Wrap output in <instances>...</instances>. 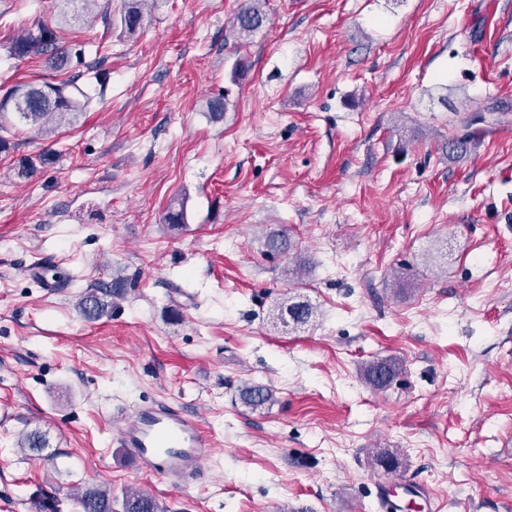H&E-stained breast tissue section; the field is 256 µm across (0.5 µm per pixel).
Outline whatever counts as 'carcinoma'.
<instances>
[{"label":"carcinoma","mask_w":512,"mask_h":512,"mask_svg":"<svg viewBox=\"0 0 512 512\" xmlns=\"http://www.w3.org/2000/svg\"><path fill=\"white\" fill-rule=\"evenodd\" d=\"M147 0H127L120 16V26L124 33L132 36L143 25L144 6ZM264 0H242L231 26V33L237 39L247 38L259 31L266 23L263 9ZM10 55L19 60L47 57L61 62L75 56L82 63L83 50L70 47L60 41L56 27L49 20L39 19L16 36L10 45ZM79 76L74 75L60 81H45L41 84L19 83L8 94L0 98V131L10 126V115L18 119L32 131L50 134L63 122L87 111L89 94L77 84ZM112 285L98 284L83 292L77 307L88 320H97L108 314L112 308ZM314 316V307L299 296L285 298L277 308V319L284 324L306 325ZM399 364L392 358H381L366 363L361 368L363 382L373 390L389 387L397 378ZM242 403L251 408H262L276 401L273 389L245 383L239 390ZM47 447L45 436L38 430L22 437L18 448L21 451L39 453ZM376 468L389 472L403 465L396 451H384L373 459ZM73 500L78 512H116L112 504V491L97 486L82 488L74 494ZM121 512H165L155 498L124 492Z\"/></svg>","instance_id":"1"}]
</instances>
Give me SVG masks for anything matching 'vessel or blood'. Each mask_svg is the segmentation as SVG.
<instances>
[{"label":"vessel or blood","instance_id":"obj_1","mask_svg":"<svg viewBox=\"0 0 512 512\" xmlns=\"http://www.w3.org/2000/svg\"><path fill=\"white\" fill-rule=\"evenodd\" d=\"M110 418L118 424L115 443L125 448L136 465L164 483L190 489L213 457L214 443L198 416L181 406L158 401L131 410L117 407L111 410ZM376 492L382 512H440L435 497L420 488L401 493L380 478Z\"/></svg>","mask_w":512,"mask_h":512}]
</instances>
